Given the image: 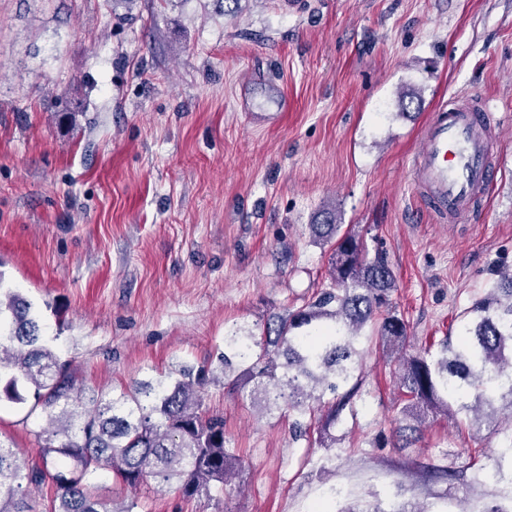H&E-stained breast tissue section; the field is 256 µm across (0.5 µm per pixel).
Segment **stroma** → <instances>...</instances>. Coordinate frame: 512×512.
Here are the masks:
<instances>
[{
    "label": "stroma",
    "mask_w": 512,
    "mask_h": 512,
    "mask_svg": "<svg viewBox=\"0 0 512 512\" xmlns=\"http://www.w3.org/2000/svg\"><path fill=\"white\" fill-rule=\"evenodd\" d=\"M286 101L264 121L242 92ZM489 101L496 185L456 221L410 160L435 111ZM383 253L419 350L512 271V0H0V272L90 389L219 370L224 336L330 283L324 209ZM356 417L323 448L208 385L245 464L224 495L156 484L99 497L120 512H340L507 501L487 480L502 437L430 416L397 447L402 402L378 347ZM40 415L0 404V440L38 457ZM454 471L446 479L445 471Z\"/></svg>",
    "instance_id": "obj_1"
}]
</instances>
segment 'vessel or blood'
Instances as JSON below:
<instances>
[{"mask_svg": "<svg viewBox=\"0 0 512 512\" xmlns=\"http://www.w3.org/2000/svg\"><path fill=\"white\" fill-rule=\"evenodd\" d=\"M495 123L489 105L475 110L452 102L442 105L426 125L411 168L416 183L440 210L464 216L493 186L490 148Z\"/></svg>", "mask_w": 512, "mask_h": 512, "instance_id": "obj_1", "label": "vessel or blood"}]
</instances>
